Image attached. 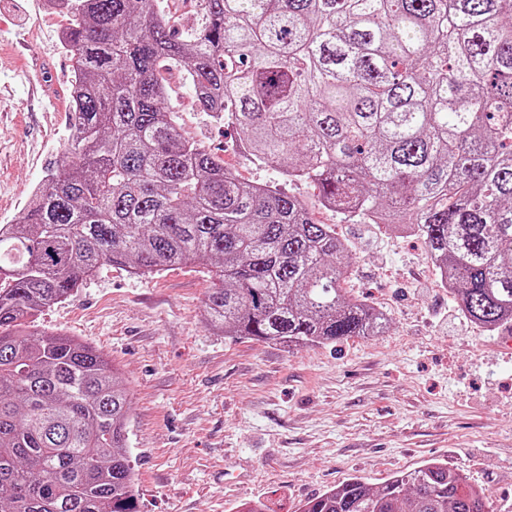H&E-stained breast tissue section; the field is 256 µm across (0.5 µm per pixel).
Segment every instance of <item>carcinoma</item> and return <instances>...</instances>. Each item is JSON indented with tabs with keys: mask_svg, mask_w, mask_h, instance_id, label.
Here are the masks:
<instances>
[{
	"mask_svg": "<svg viewBox=\"0 0 512 512\" xmlns=\"http://www.w3.org/2000/svg\"><path fill=\"white\" fill-rule=\"evenodd\" d=\"M60 1L71 139L0 224V512H139L129 387L98 350L28 326L104 265L206 266L203 319L226 336L303 347L387 329L345 288L332 225L182 136L162 63L323 207L421 237L471 322L512 321V0H200L186 34L153 0ZM489 509L432 459L297 512Z\"/></svg>",
	"mask_w": 512,
	"mask_h": 512,
	"instance_id": "cac0c4a2",
	"label": "carcinoma"
}]
</instances>
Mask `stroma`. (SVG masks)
<instances>
[{"label": "stroma", "mask_w": 512, "mask_h": 512, "mask_svg": "<svg viewBox=\"0 0 512 512\" xmlns=\"http://www.w3.org/2000/svg\"><path fill=\"white\" fill-rule=\"evenodd\" d=\"M67 16L43 0H0V224L11 223L69 141L72 62ZM41 62L43 101L24 71ZM182 134L242 181L305 202L350 250L348 286L381 309L386 332L337 345L257 343L203 320L206 268L150 276L104 266L37 316L39 330L102 350L132 392L127 450L141 512H239L251 500L298 507L350 478L382 485L431 459L512 512V351L465 318L423 240L321 207L311 183L245 153L231 127L202 111L181 72L165 75Z\"/></svg>", "instance_id": "obj_1"}]
</instances>
